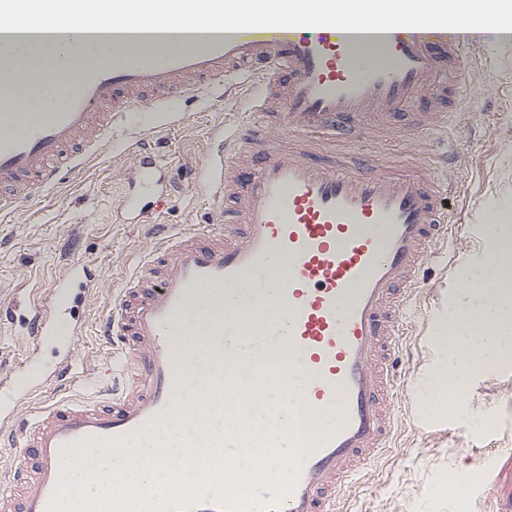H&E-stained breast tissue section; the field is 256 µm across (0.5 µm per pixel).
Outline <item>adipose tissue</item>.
I'll list each match as a JSON object with an SVG mask.
<instances>
[{"label":"adipose tissue","mask_w":512,"mask_h":512,"mask_svg":"<svg viewBox=\"0 0 512 512\" xmlns=\"http://www.w3.org/2000/svg\"><path fill=\"white\" fill-rule=\"evenodd\" d=\"M69 37L65 41L31 40L18 50L31 65L33 80L21 92L20 113H49L65 105L64 92L47 89L40 75L60 71L68 86H75L82 68L99 62L120 65L147 49H169L177 42L129 40L114 45L109 40L84 37L83 20L74 13L61 18ZM485 261L479 272L462 274L457 292L442 317L444 364L435 382L439 397H448L465 383L471 369L512 360V204L487 205Z\"/></svg>","instance_id":"obj_1"}]
</instances>
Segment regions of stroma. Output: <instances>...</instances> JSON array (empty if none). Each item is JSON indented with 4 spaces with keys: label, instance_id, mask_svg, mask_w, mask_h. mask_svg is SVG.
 Returning a JSON list of instances; mask_svg holds the SVG:
<instances>
[{
    "label": "stroma",
    "instance_id": "obj_1",
    "mask_svg": "<svg viewBox=\"0 0 512 512\" xmlns=\"http://www.w3.org/2000/svg\"><path fill=\"white\" fill-rule=\"evenodd\" d=\"M467 55L472 79L460 96L481 97L483 109L450 113L437 138L456 149L449 207L469 229L433 259L426 287L406 309L410 359L398 422L388 452L354 480L350 512H506L512 506V361L471 372L452 403L442 402L434 387L440 317L461 273L484 261V206L512 199V39L484 32ZM252 95L250 79L231 76L221 88L164 110L144 103L66 181L0 219V307L25 305L27 289L36 288L56 310L37 346L21 327L0 324V388L11 391L24 378L41 386L39 398L20 396L22 418L68 395L97 397L112 377L113 353L100 322L153 246L134 211L118 210L122 197L138 192L129 171L132 148L149 143L169 179L190 182L213 132H230L250 118ZM421 138L411 128L366 133L360 154L399 168L413 160ZM214 210L200 186L169 193L156 221L173 234L206 224ZM71 264L78 277L98 283L88 303L78 302L75 286L57 298L51 293L57 274ZM66 360L80 377L65 393L49 376ZM449 474L459 478L456 488H447Z\"/></svg>",
    "mask_w": 512,
    "mask_h": 512
}]
</instances>
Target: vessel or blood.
I'll return each instance as SVG.
<instances>
[{"label": "vessel or blood", "instance_id": "vessel-or-blood-1", "mask_svg": "<svg viewBox=\"0 0 512 512\" xmlns=\"http://www.w3.org/2000/svg\"><path fill=\"white\" fill-rule=\"evenodd\" d=\"M379 42L388 63L360 59ZM466 37L445 29L338 30L332 27L214 30L204 49L150 51L115 68L84 69L66 107L22 127L12 107L29 80L26 58L0 60V212L61 184L90 149L146 102L196 96L231 73L260 83L255 109L271 123L246 122L220 137L197 178L216 203L235 202L216 221L154 245L105 318L125 382L104 402L68 398L33 424L0 413V446L21 447L33 465L7 473L0 512H49L64 476L102 449L180 417L189 384V337H209L225 384L248 356L278 360L295 386L292 423L280 435L301 469L294 488L266 512H348L350 480L391 445L399 387L393 359L405 339L404 314L422 268L462 226L442 198L449 175L420 161L406 169L352 166L323 149L321 134L363 116L386 129L414 121L423 98L436 102L428 129L445 128L447 108L469 81ZM134 168L145 193L166 186L149 148ZM51 307L0 310L30 340L50 328ZM241 346L227 348L225 337ZM226 432L195 424L189 459L159 451L152 465H200L229 434L251 429L225 407Z\"/></svg>", "mask_w": 512, "mask_h": 512}]
</instances>
